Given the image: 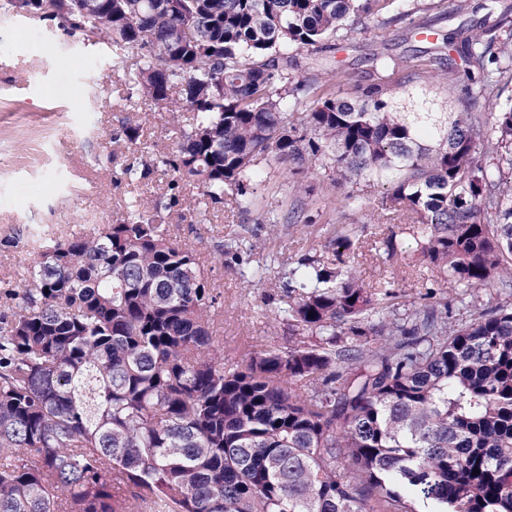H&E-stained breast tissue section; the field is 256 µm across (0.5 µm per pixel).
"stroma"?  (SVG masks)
I'll list each match as a JSON object with an SVG mask.
<instances>
[{
	"label": "stroma",
	"mask_w": 512,
	"mask_h": 512,
	"mask_svg": "<svg viewBox=\"0 0 512 512\" xmlns=\"http://www.w3.org/2000/svg\"><path fill=\"white\" fill-rule=\"evenodd\" d=\"M470 4L460 15L427 11L405 17L389 29L384 52L412 60L438 36L488 28L494 13L512 0ZM419 25L425 28L420 35ZM372 36L358 26L331 51L299 52L296 78L341 70L335 94L355 98L359 85L374 77L368 60ZM190 118V112L174 118L148 98L130 97L113 66L111 45L67 35L29 17L0 16V308L6 290L26 279L30 251L40 237L116 224L132 198L151 202L165 196L169 176L155 174L132 184L121 170L142 152L153 157L174 152L172 125H187ZM130 124L140 128L139 143H130L123 133ZM260 169L264 177L254 187L250 211H241L228 195L210 207L205 220H197L200 191L183 184L177 204L162 213L173 238L196 254L219 295L214 343L223 348L225 363L239 365L250 352L283 350L293 343L287 322L278 317L276 286L289 260L311 248L325 254V241L339 222L356 230L354 269L367 283H388L403 308L420 302L430 288L456 303L460 288L433 277L416 253L391 261L379 256L376 247L383 237L393 233L403 241L408 233L401 217L382 211L380 184L340 181L328 168L296 175L290 166L264 162ZM352 193L360 196L362 209L344 208ZM294 207L300 218L290 224L286 218ZM234 238L253 244L254 261L277 252L279 260L264 282L246 283L239 265L223 254V244Z\"/></svg>",
	"instance_id": "stroma-1"
}]
</instances>
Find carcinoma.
<instances>
[{
  "mask_svg": "<svg viewBox=\"0 0 512 512\" xmlns=\"http://www.w3.org/2000/svg\"><path fill=\"white\" fill-rule=\"evenodd\" d=\"M397 0H32L80 33L134 51L116 62L137 97L191 110L170 156L125 165L198 184L202 206L236 195L247 211L263 161H294L355 183L386 178L382 206L404 215L448 301L399 311L396 294L309 251L285 273L279 312L296 340L236 367L213 351L217 295L161 210L34 251L29 281L0 312V512H512V16L500 43L460 40L336 97L334 73L297 79L357 16L383 29ZM448 12V0H412ZM465 83L443 108L436 81ZM381 257L402 253L397 235ZM494 288V304L470 293ZM479 474H472L473 470Z\"/></svg>",
  "mask_w": 512,
  "mask_h": 512,
  "instance_id": "cac0c4a2",
  "label": "carcinoma"
}]
</instances>
